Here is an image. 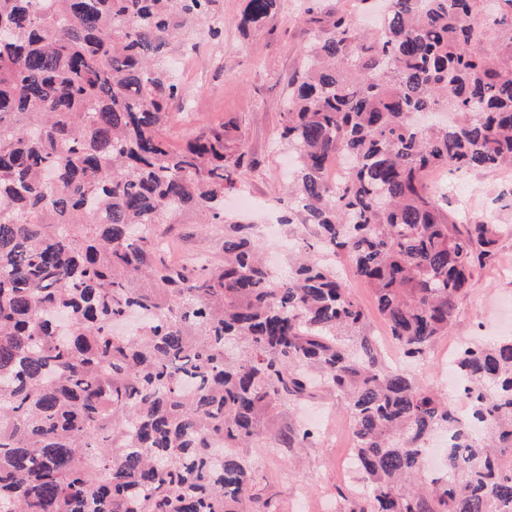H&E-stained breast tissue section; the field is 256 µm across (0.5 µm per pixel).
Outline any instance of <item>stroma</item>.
Instances as JSON below:
<instances>
[{
  "instance_id": "stroma-1",
  "label": "stroma",
  "mask_w": 512,
  "mask_h": 512,
  "mask_svg": "<svg viewBox=\"0 0 512 512\" xmlns=\"http://www.w3.org/2000/svg\"><path fill=\"white\" fill-rule=\"evenodd\" d=\"M297 2L284 0L281 11L260 31L245 35L239 20L246 0H218L220 37L210 38L206 27L189 24L171 41L168 51L172 76L184 92L183 101L171 110L169 145L182 147L189 132L205 126L233 128L246 151L241 192L251 195L257 206L241 212L236 207L238 194L229 193L224 197V211L252 225L262 250L283 268L290 254L283 250L282 239L311 234L301 224L281 228L276 236L267 231L273 222L270 207L286 192L289 155L279 141L283 102L291 80L305 64L303 49L318 30L316 24L298 17ZM445 179L449 205L459 217L490 221L506 227L507 232L497 244L495 260L475 272L468 292L460 298L451 331L438 338L425 360L411 371L419 389L439 393L444 390L442 355L449 344L463 336H512V274L505 271L512 265V170H475L463 176L449 173ZM160 230L172 244L169 261L179 263L199 254L216 261L224 258L223 225L201 226L189 213L177 223L161 225ZM338 268L367 314L365 333L383 348H392L370 288L353 275L347 261H340ZM315 409L325 412L328 424L312 427L310 442L294 448H254L249 453L257 474L256 490L274 501L278 512H297L296 504L302 498L308 502L306 512H338L366 489L361 474L341 470L342 456L353 451L352 420L343 396L333 397L316 388L313 398L278 406L272 426L282 430L310 427L305 413Z\"/></svg>"
}]
</instances>
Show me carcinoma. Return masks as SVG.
<instances>
[{
    "label": "carcinoma",
    "instance_id": "obj_1",
    "mask_svg": "<svg viewBox=\"0 0 512 512\" xmlns=\"http://www.w3.org/2000/svg\"><path fill=\"white\" fill-rule=\"evenodd\" d=\"M216 2L0 0V512H277L247 449L308 439L266 422L318 380L347 399L369 482L346 512H512V340L463 348V421L385 365L336 274L345 258L373 289L405 358L448 334L501 230L457 223L426 178L512 169V0H386L370 33L302 0L320 33L282 112L280 223L313 235L284 273L224 216L230 131L165 136L169 41ZM282 2L247 0L239 28ZM186 212L224 225V261L158 259L155 225Z\"/></svg>",
    "mask_w": 512,
    "mask_h": 512
}]
</instances>
